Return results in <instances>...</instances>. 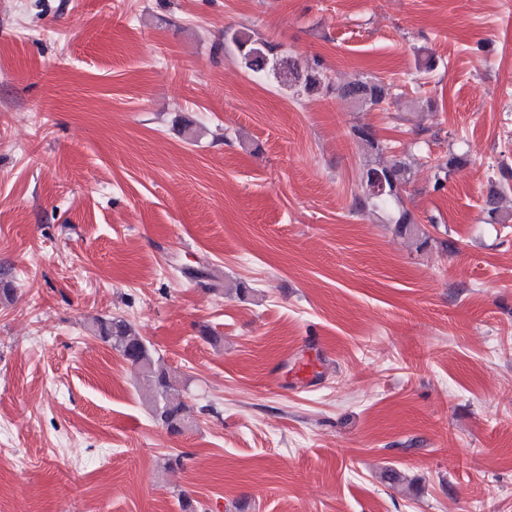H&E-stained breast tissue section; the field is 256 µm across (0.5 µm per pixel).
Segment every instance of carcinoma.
Returning <instances> with one entry per match:
<instances>
[{
  "label": "carcinoma",
  "mask_w": 512,
  "mask_h": 512,
  "mask_svg": "<svg viewBox=\"0 0 512 512\" xmlns=\"http://www.w3.org/2000/svg\"><path fill=\"white\" fill-rule=\"evenodd\" d=\"M225 40L236 47L240 62L247 70L255 73L273 71L277 82L298 98L336 93L350 99L358 109L364 111L387 104L403 95L401 91H393V85L379 79H356L339 85L326 68L319 66L302 70L282 55L281 44L256 38L243 31H235ZM465 162L464 156L455 153L434 158L435 189H443L448 173ZM407 173V164L397 157L392 158L387 165H366L361 176L360 192L355 195V209L362 211L370 206L376 207L399 199L409 182ZM498 173L499 178L491 179L486 211L489 223L507 224L512 222V209L503 208L501 200L504 188L512 182V167L502 164ZM395 224L400 234L426 236L425 231L404 211L397 215ZM95 337L117 350L131 366L140 371L141 390L151 404L154 419L170 433H182L183 423L189 420L187 406L171 397L173 382L169 373L158 366L152 349L134 326L120 316L98 318Z\"/></svg>",
  "instance_id": "1"
}]
</instances>
